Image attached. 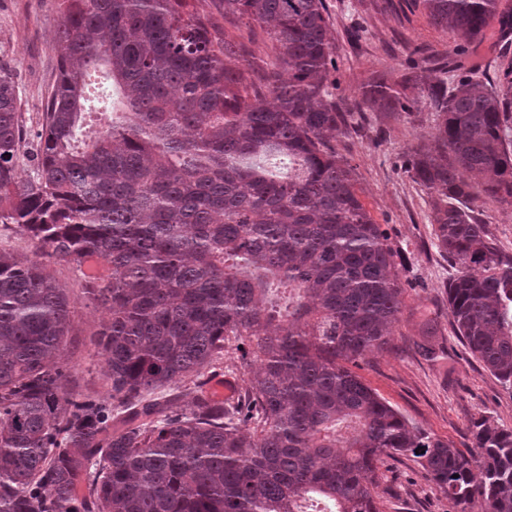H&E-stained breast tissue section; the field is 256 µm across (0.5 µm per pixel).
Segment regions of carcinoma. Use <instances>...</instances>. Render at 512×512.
<instances>
[{
  "label": "carcinoma",
  "instance_id": "carcinoma-1",
  "mask_svg": "<svg viewBox=\"0 0 512 512\" xmlns=\"http://www.w3.org/2000/svg\"><path fill=\"white\" fill-rule=\"evenodd\" d=\"M500 0H422L470 43ZM266 29L256 68L201 0H58V76L32 147L0 68V512H381L377 463L410 455L460 512H512V430L473 425L462 453L353 371L400 321L396 250L332 141L354 114H436L407 171L431 198L436 247L461 267L448 308L465 345L512 390V255L476 201L512 204V68L372 82L336 99L325 0H222ZM418 89L410 100L409 84ZM116 91L113 98L110 91ZM102 113L96 130L85 115ZM288 158L278 176L265 162ZM82 272L112 401L68 387L71 300L47 263ZM288 288L280 310L269 293ZM236 402L207 390L230 347ZM186 384L165 400L158 390ZM0 245L19 254H29L32 249L28 236L20 232L14 224H9L7 227L0 224Z\"/></svg>",
  "mask_w": 512,
  "mask_h": 512
}]
</instances>
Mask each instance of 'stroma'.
Listing matches in <instances>:
<instances>
[{"label": "stroma", "instance_id": "stroma-1", "mask_svg": "<svg viewBox=\"0 0 512 512\" xmlns=\"http://www.w3.org/2000/svg\"><path fill=\"white\" fill-rule=\"evenodd\" d=\"M329 37L336 47L330 78L337 96L358 98L376 78L395 81L409 68L413 51L453 56L460 37L434 26L420 0H326ZM56 0H0V65L12 70L29 133L40 128L43 105L58 68ZM462 71L491 75L512 65L497 25L466 45ZM435 117L427 110L395 119L367 113L347 130L336 150L353 167L361 199L398 253L404 307L388 351L362 361L357 373L409 421L470 451L471 424L488 416L512 429V391L506 390L456 336L448 309L447 284L459 273L435 246L429 198L409 177L404 161L418 143L430 140ZM500 248L512 255V205H473ZM72 303L69 387L80 397L111 400L107 368L97 354L96 333L107 315L88 299L75 265L49 266ZM378 493L383 512H455L453 504L410 456L384 458Z\"/></svg>", "mask_w": 512, "mask_h": 512}]
</instances>
